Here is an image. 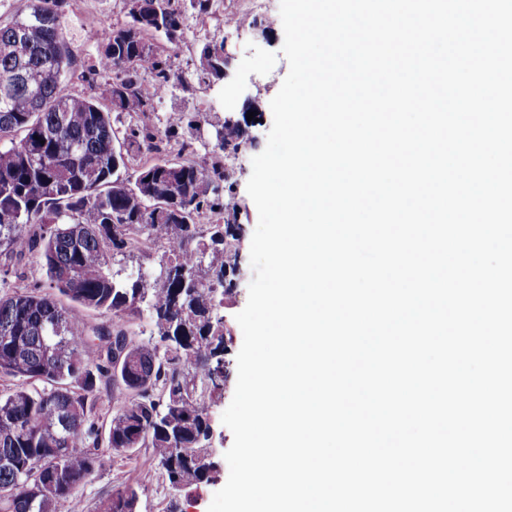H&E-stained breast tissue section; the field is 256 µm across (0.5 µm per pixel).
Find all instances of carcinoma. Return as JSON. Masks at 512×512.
I'll return each mask as SVG.
<instances>
[{
	"instance_id": "1",
	"label": "carcinoma",
	"mask_w": 512,
	"mask_h": 512,
	"mask_svg": "<svg viewBox=\"0 0 512 512\" xmlns=\"http://www.w3.org/2000/svg\"><path fill=\"white\" fill-rule=\"evenodd\" d=\"M28 10L0 20V512H58L102 466L100 448L130 457L142 448L170 486L213 482L210 401L195 379L219 389L229 362L218 315L232 280L239 225L219 201L231 186L222 159L240 149L238 127L218 147L196 155L207 113H165L150 122L157 91L186 78L155 40L180 45L183 0H131V24L100 28L95 39L107 78L89 96L68 77L78 60L63 36L61 0H28ZM27 28L29 65L56 64L32 88L13 82L15 28ZM198 84L224 79V41L204 43ZM145 158L135 181L120 177ZM162 250L161 273L112 270V260ZM44 282L21 285L30 260ZM222 288L217 294L214 289ZM111 316L90 326L79 310ZM145 318L152 338L129 335ZM61 337L59 353L43 340ZM124 402L103 407L100 388ZM44 462L40 477L29 462ZM125 483L99 512H124Z\"/></svg>"
}]
</instances>
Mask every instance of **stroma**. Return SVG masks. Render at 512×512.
Returning a JSON list of instances; mask_svg holds the SVG:
<instances>
[{
	"mask_svg": "<svg viewBox=\"0 0 512 512\" xmlns=\"http://www.w3.org/2000/svg\"><path fill=\"white\" fill-rule=\"evenodd\" d=\"M250 0H217L213 15L206 18L188 14L184 39L179 48L163 44L162 50L170 56L175 67L186 77H193L198 64V53L205 40L215 38L228 42L233 57L228 76L213 86H193L191 90L171 88L157 107L158 113L176 109L194 114L208 112L237 120L244 131L242 148L230 155L227 167L232 175L233 189L229 198L235 207L236 220L241 228L236 242L237 268L232 276L234 286L225 294L219 313L224 318V334L229 349V362H236L243 342V334L235 316L246 305L248 287L253 277L250 265V243L258 222L257 208L247 193L251 175V160L267 144V135L273 116L270 102L278 93L289 71V63L282 53L284 32L279 12L280 0H263L261 9L250 12ZM61 12L65 18L64 36L71 43L85 68L84 77L72 78L69 85L74 93L91 94L101 73L95 72L97 47L87 37L89 30L105 25H121L127 20L123 0H63ZM252 13L256 27L228 29L224 18L229 14ZM256 112V120H247L249 112ZM237 381L236 370H229L221 397L211 406L212 445L216 459L221 460L233 443L231 430L222 422V414L229 406ZM228 466L220 468L216 483L197 489L173 491L160 471L151 464L148 450H141L135 459L104 456L99 471L80 488L73 500L62 505L59 512H97L102 499L113 488L128 480L141 485L143 512H166L171 500H178L182 512H207L214 494L225 485Z\"/></svg>",
	"mask_w": 512,
	"mask_h": 512,
	"instance_id": "35a3bbf8",
	"label": "stroma"
}]
</instances>
